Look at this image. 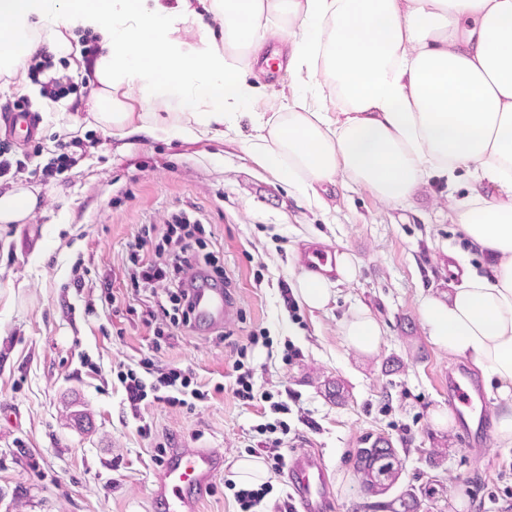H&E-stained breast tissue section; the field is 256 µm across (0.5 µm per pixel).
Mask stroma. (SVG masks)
Masks as SVG:
<instances>
[{
	"mask_svg": "<svg viewBox=\"0 0 512 512\" xmlns=\"http://www.w3.org/2000/svg\"><path fill=\"white\" fill-rule=\"evenodd\" d=\"M287 52L283 42L266 45L275 63L260 73L249 111L283 112L290 96L307 93L287 70ZM50 74L68 76L75 105L95 87L83 57L54 59ZM44 81L26 65L0 73V146L15 167L0 191L35 187L40 200L24 223L0 224V512H157L150 493L162 444L222 455L200 512H241L232 467L245 456L266 460L276 441L285 454L318 449L337 512H357L365 496L353 458L378 435L398 448L401 483L414 487L419 512H512V445L493 436L467 445L457 428L433 422L448 408V369L458 359L430 344L418 314L424 296L448 292V254L467 245L448 220L467 176L431 181L405 207L351 183L330 188L318 205L254 162L230 130L198 141L107 137L90 113L74 129L68 117L34 106L24 132L15 104ZM63 140L74 164L43 175ZM181 213L204 225L224 263L236 310L222 329L147 325L151 299L131 285L129 242L146 225L152 243L161 242L164 223ZM311 241L357 265L354 280L333 283L322 311L285 301L301 272L298 252ZM77 276L85 279L80 294ZM358 309L383 330L369 358L340 336ZM254 336L261 344L251 345ZM292 347L299 355L291 359ZM239 360L255 392L287 411L235 394ZM146 363L156 373L191 369L206 399L190 410L131 407L120 373ZM336 384L342 397L330 392ZM260 424L267 432H257Z\"/></svg>",
	"mask_w": 512,
	"mask_h": 512,
	"instance_id": "obj_1",
	"label": "stroma"
}]
</instances>
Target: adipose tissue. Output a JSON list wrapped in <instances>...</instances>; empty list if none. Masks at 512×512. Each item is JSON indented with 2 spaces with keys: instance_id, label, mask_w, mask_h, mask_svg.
Masks as SVG:
<instances>
[{
  "instance_id": "ef3b65f1",
  "label": "adipose tissue",
  "mask_w": 512,
  "mask_h": 512,
  "mask_svg": "<svg viewBox=\"0 0 512 512\" xmlns=\"http://www.w3.org/2000/svg\"><path fill=\"white\" fill-rule=\"evenodd\" d=\"M144 3L0 0V72L45 50L68 56L78 22L101 42L87 107L106 134H155L164 109L169 131L200 140L245 116L254 134L244 148L307 199L354 183L404 205L432 177L471 176L450 218L493 265L464 266L447 294L421 301L419 319L433 346L511 395L512 0H210L219 41L193 0L175 10ZM37 23L44 39L31 35ZM275 37L316 93L271 117L246 112L254 87L242 68ZM329 96L341 111H322ZM38 203L34 187L0 193V224L25 221ZM340 334L370 357L382 328L360 309Z\"/></svg>"
}]
</instances>
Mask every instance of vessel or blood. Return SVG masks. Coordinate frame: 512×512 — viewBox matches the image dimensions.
<instances>
[{"label":"vessel or blood","instance_id":"vessel-or-blood-1","mask_svg":"<svg viewBox=\"0 0 512 512\" xmlns=\"http://www.w3.org/2000/svg\"><path fill=\"white\" fill-rule=\"evenodd\" d=\"M299 264L320 277H337L336 253L321 242L305 244L298 254ZM196 319L205 324L228 321L234 301L220 287L203 282L192 292ZM486 398L479 383L470 373H460L448 384V406L456 414L459 435L468 443L485 439L489 432ZM224 458L198 448L173 449L157 472L152 487V501L162 512H199L200 491L206 489L223 470ZM287 475L297 512H334L331 479L318 451L304 449L292 452Z\"/></svg>","mask_w":512,"mask_h":512}]
</instances>
